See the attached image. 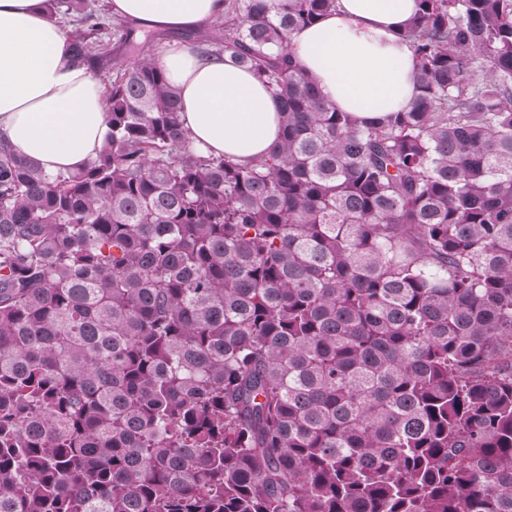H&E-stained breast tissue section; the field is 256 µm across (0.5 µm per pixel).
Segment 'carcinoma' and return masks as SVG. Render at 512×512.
<instances>
[{"mask_svg": "<svg viewBox=\"0 0 512 512\" xmlns=\"http://www.w3.org/2000/svg\"><path fill=\"white\" fill-rule=\"evenodd\" d=\"M336 2L224 0L197 52L282 103L241 164L153 39L48 0L110 131L56 175L0 139V512H512V0H418L373 120L290 46Z\"/></svg>", "mask_w": 512, "mask_h": 512, "instance_id": "obj_1", "label": "carcinoma"}]
</instances>
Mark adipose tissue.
<instances>
[{"label":"adipose tissue","instance_id":"obj_1","mask_svg":"<svg viewBox=\"0 0 512 512\" xmlns=\"http://www.w3.org/2000/svg\"><path fill=\"white\" fill-rule=\"evenodd\" d=\"M109 10L151 29H196L223 16L224 0H107ZM417 0H337L294 31L291 47L324 100L359 118L407 110L417 94L415 57L401 33ZM69 38L46 0H0V136L48 174L82 169L104 144V90L73 64ZM181 92L197 150L246 162L280 137L281 103L253 75L175 46L161 57Z\"/></svg>","mask_w":512,"mask_h":512}]
</instances>
